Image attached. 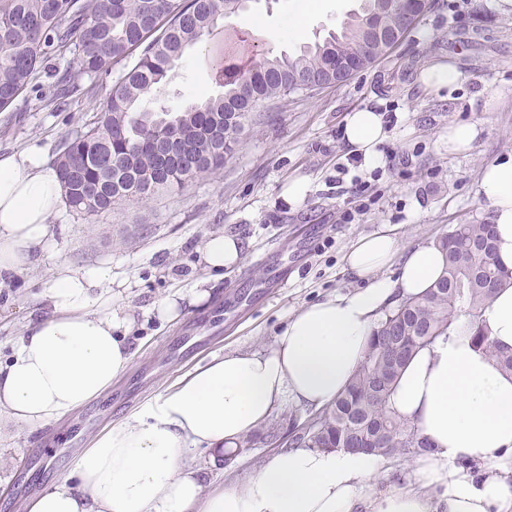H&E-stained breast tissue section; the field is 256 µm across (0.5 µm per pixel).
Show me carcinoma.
Listing matches in <instances>:
<instances>
[{
    "label": "carcinoma",
    "instance_id": "carcinoma-1",
    "mask_svg": "<svg viewBox=\"0 0 512 512\" xmlns=\"http://www.w3.org/2000/svg\"><path fill=\"white\" fill-rule=\"evenodd\" d=\"M249 0H0V112L34 80L48 54L68 56L76 70L101 78L121 64L123 76L94 122L62 141L54 166L68 206L96 215L118 201L142 199L224 168L251 112L266 100L313 95L349 80L398 44L405 15L390 0H361V11L293 55L265 57L224 75V92L200 95L182 110L142 111L138 103L218 21ZM385 27L365 39V25ZM72 73L58 74L56 97L77 92ZM448 264L422 297L402 300L373 329L369 347L345 391L292 444L322 450L353 448L383 456L425 451L415 429L388 401L409 358L460 320L472 340L502 369L512 352L498 349L479 326L496 290L512 287V271L496 258L491 225L455 224L440 238ZM280 439L264 427L238 444Z\"/></svg>",
    "mask_w": 512,
    "mask_h": 512
}]
</instances>
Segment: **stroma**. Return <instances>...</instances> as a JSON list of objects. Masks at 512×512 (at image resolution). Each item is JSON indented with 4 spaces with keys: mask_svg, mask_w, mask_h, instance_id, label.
<instances>
[{
    "mask_svg": "<svg viewBox=\"0 0 512 512\" xmlns=\"http://www.w3.org/2000/svg\"><path fill=\"white\" fill-rule=\"evenodd\" d=\"M296 0H251L225 19L222 30L240 33L259 56L294 53L316 34L337 30L360 0H308L297 16ZM300 22L301 35H289ZM454 58L462 73L451 90L422 85L421 69L433 59ZM67 60L52 59L27 88L0 112V155L31 147L55 158L62 138L92 123L97 108L122 73L77 77L79 95L52 101L57 74ZM220 70L206 68L189 49L167 79L143 98L142 108L175 111L201 94L222 91ZM512 7L498 0H434L404 39L351 79L312 96L265 102L252 113L219 174L201 176L145 198L86 215L61 209L49 220L52 254H38L21 275L0 283V361H6L31 316L46 314L41 294L62 267H107L122 303L136 314L127 336L129 370L100 399L36 432L0 418V512H28L30 498L16 484L28 449L45 447L40 486L68 477L78 455L111 424L172 388L193 367L225 350L268 348L289 316L302 307L358 288L343 256L360 236L379 225L397 228L402 248L440 239L452 225L489 213L480 187L485 164L512 153ZM381 107L395 114L378 151V167L361 166L369 181L359 195L353 176L338 170L347 149L336 131L349 112ZM478 122L482 132L470 151L448 152V126ZM307 190L289 202L290 183ZM353 221H345L346 212ZM224 231L243 244L240 263L218 275L205 269L200 249L210 234ZM280 280L265 284L266 264ZM209 279L211 300L166 324L151 312L172 289ZM277 451L256 444L225 461L223 453L199 447L190 454L204 489L242 480Z\"/></svg>",
    "mask_w": 512,
    "mask_h": 512,
    "instance_id": "35a3bbf8",
    "label": "stroma"
}]
</instances>
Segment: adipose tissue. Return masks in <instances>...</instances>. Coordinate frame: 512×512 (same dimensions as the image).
<instances>
[{
  "label": "adipose tissue",
  "mask_w": 512,
  "mask_h": 512,
  "mask_svg": "<svg viewBox=\"0 0 512 512\" xmlns=\"http://www.w3.org/2000/svg\"><path fill=\"white\" fill-rule=\"evenodd\" d=\"M344 139L367 164L380 161L387 137L370 108L347 115ZM482 190L493 208L497 254L512 269V154L485 165ZM64 195L42 149L0 155V281L22 273L35 252H50L49 218ZM242 244L208 235L206 268H233ZM366 287L311 304L291 316L263 351L232 350L194 368L175 391L99 434L75 463L74 481L41 492L29 512H512V374L450 330L416 352L389 405L428 450L407 488L376 492L379 456L345 449L279 450L243 483L204 492L187 456L192 446L219 450L258 430L283 402L320 409L346 388L384 312L421 297L443 275L436 243L401 254L394 227L360 236L343 256ZM397 267L396 277L383 269ZM212 297L206 281L173 289L154 305L174 321L182 308ZM52 313L31 319L0 364V414L36 430L111 388L131 365V311L112 290L107 268L69 269L44 291ZM479 322L491 341L512 350V288L499 291Z\"/></svg>",
  "instance_id": "1"
}]
</instances>
